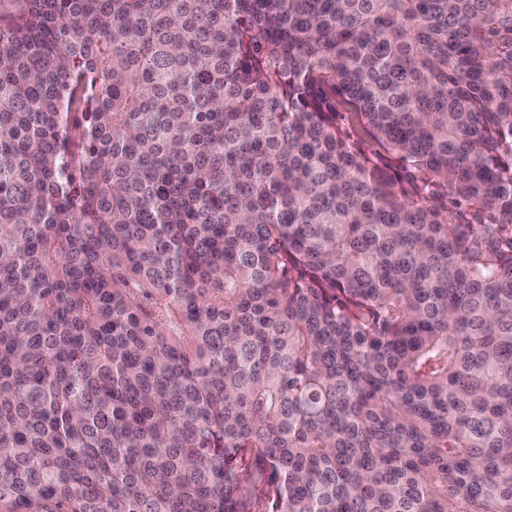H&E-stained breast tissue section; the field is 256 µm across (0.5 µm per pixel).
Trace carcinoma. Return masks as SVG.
Returning a JSON list of instances; mask_svg holds the SVG:
<instances>
[{"label":"carcinoma","mask_w":512,"mask_h":512,"mask_svg":"<svg viewBox=\"0 0 512 512\" xmlns=\"http://www.w3.org/2000/svg\"><path fill=\"white\" fill-rule=\"evenodd\" d=\"M24 2L0 512H512V0Z\"/></svg>","instance_id":"cac0c4a2"}]
</instances>
